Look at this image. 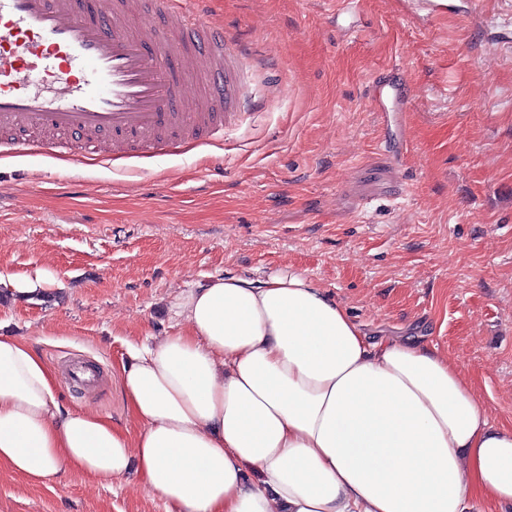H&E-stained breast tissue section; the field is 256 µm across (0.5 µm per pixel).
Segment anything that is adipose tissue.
Segmentation results:
<instances>
[{
  "label": "adipose tissue",
  "mask_w": 512,
  "mask_h": 512,
  "mask_svg": "<svg viewBox=\"0 0 512 512\" xmlns=\"http://www.w3.org/2000/svg\"><path fill=\"white\" fill-rule=\"evenodd\" d=\"M182 330L129 345L137 433L59 401L33 346L0 336V464L136 474L167 512H472L512 504V429L456 360L369 341L305 274L216 277L173 295Z\"/></svg>",
  "instance_id": "adipose-tissue-1"
}]
</instances>
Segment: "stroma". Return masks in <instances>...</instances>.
<instances>
[{"label": "stroma", "instance_id": "1", "mask_svg": "<svg viewBox=\"0 0 512 512\" xmlns=\"http://www.w3.org/2000/svg\"><path fill=\"white\" fill-rule=\"evenodd\" d=\"M215 0L249 50L223 142L75 160L0 151V332L32 344L62 403L137 430L128 344L176 331L170 296L211 277L304 272L369 338L457 360L512 427V0ZM413 91L411 145L370 108ZM40 280L49 296L13 300ZM92 365L94 382L73 381ZM0 512H166L135 476L31 483L0 465Z\"/></svg>", "mask_w": 512, "mask_h": 512}]
</instances>
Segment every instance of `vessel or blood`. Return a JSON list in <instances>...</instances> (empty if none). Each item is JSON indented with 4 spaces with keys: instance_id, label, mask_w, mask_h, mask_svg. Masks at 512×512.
Instances as JSON below:
<instances>
[{
    "instance_id": "vessel-or-blood-1",
    "label": "vessel or blood",
    "mask_w": 512,
    "mask_h": 512,
    "mask_svg": "<svg viewBox=\"0 0 512 512\" xmlns=\"http://www.w3.org/2000/svg\"><path fill=\"white\" fill-rule=\"evenodd\" d=\"M0 0V131L11 152L31 139L87 156L151 154L170 141L223 140L247 80L223 26L202 27L213 0ZM396 104L410 128V94Z\"/></svg>"
}]
</instances>
